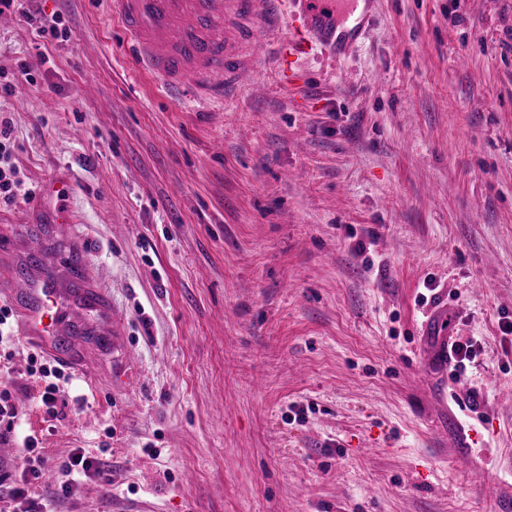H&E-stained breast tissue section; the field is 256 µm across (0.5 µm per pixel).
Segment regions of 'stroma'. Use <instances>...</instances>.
I'll use <instances>...</instances> for the list:
<instances>
[{
    "label": "stroma",
    "instance_id": "stroma-1",
    "mask_svg": "<svg viewBox=\"0 0 512 512\" xmlns=\"http://www.w3.org/2000/svg\"><path fill=\"white\" fill-rule=\"evenodd\" d=\"M0 30L12 163L61 179L119 341L74 339L46 419L27 336L0 344L56 512H503L512 505V0H376L348 55L260 21L224 100L164 99L103 0H39ZM28 58V76L16 62ZM98 93L84 95L86 83ZM38 197L0 199V260L70 264ZM33 210L40 236L21 226ZM447 304L479 340L468 388L423 355ZM304 405L290 420V404ZM86 449L106 465L55 498ZM33 1L35 0H1L0 11L2 12L3 8H15L22 15H25L40 36H45L47 33L53 37L67 36L68 31L63 24L62 17L60 15H53L51 19L44 17L41 11L32 7L31 2ZM60 25H62L61 30H59Z\"/></svg>",
    "mask_w": 512,
    "mask_h": 512
}]
</instances>
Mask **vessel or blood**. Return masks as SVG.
<instances>
[{
    "label": "vessel or blood",
    "mask_w": 512,
    "mask_h": 512,
    "mask_svg": "<svg viewBox=\"0 0 512 512\" xmlns=\"http://www.w3.org/2000/svg\"><path fill=\"white\" fill-rule=\"evenodd\" d=\"M108 4L121 22L138 66L160 79L170 101L199 93L220 99L228 93V78L242 60L227 42L226 23H233L245 38L258 13L273 18L287 10L302 32L299 39L289 42L290 52L302 54L317 45L341 56L355 48L369 22L363 16L353 27L334 26L321 0H108ZM0 291L25 292L26 300L16 310L26 335L51 356L69 362V352L56 343L59 319L51 310L61 292L54 288L51 274L34 276L22 289L13 280L1 279ZM70 294L86 311L110 309L105 292L89 280H81ZM433 334V356L447 363V316L437 319Z\"/></svg>",
    "instance_id": "b4317fda"
}]
</instances>
